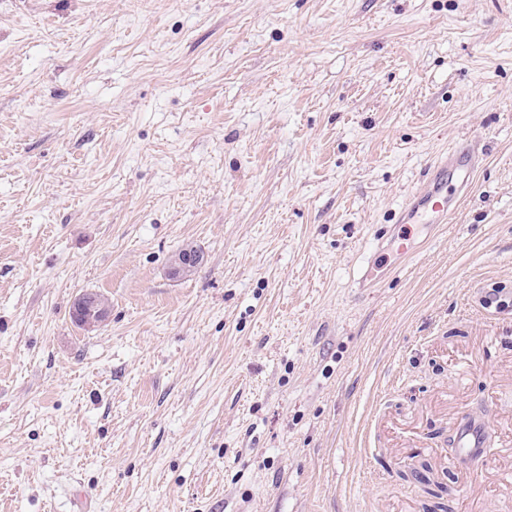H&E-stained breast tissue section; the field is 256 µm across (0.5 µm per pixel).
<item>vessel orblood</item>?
Masks as SVG:
<instances>
[{"label": "vessel or blood", "mask_w": 512, "mask_h": 512, "mask_svg": "<svg viewBox=\"0 0 512 512\" xmlns=\"http://www.w3.org/2000/svg\"><path fill=\"white\" fill-rule=\"evenodd\" d=\"M479 164L480 159L473 150L459 146L429 166L423 189L406 198L396 218L398 231L390 242V250L398 261L415 257L442 224L448 223ZM486 448L485 422L466 420L457 433L458 458L481 457Z\"/></svg>", "instance_id": "b4317fda"}]
</instances>
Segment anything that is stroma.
Instances as JSON below:
<instances>
[{
    "instance_id": "1",
    "label": "stroma",
    "mask_w": 512,
    "mask_h": 512,
    "mask_svg": "<svg viewBox=\"0 0 512 512\" xmlns=\"http://www.w3.org/2000/svg\"><path fill=\"white\" fill-rule=\"evenodd\" d=\"M511 441L512 0H0V512H512ZM479 164V156L473 150L458 146L429 166L423 189L409 195L397 215L398 231L389 243L397 258L393 269L415 257L442 224L448 223ZM94 295L98 296L101 304H107L106 299L102 295ZM101 304L98 305L88 293L79 295L75 299L72 309L74 322L84 330H91L97 327L105 321L108 315V308ZM457 457L464 460L479 458L487 448L486 424L482 420L467 419L457 433Z\"/></svg>"
}]
</instances>
